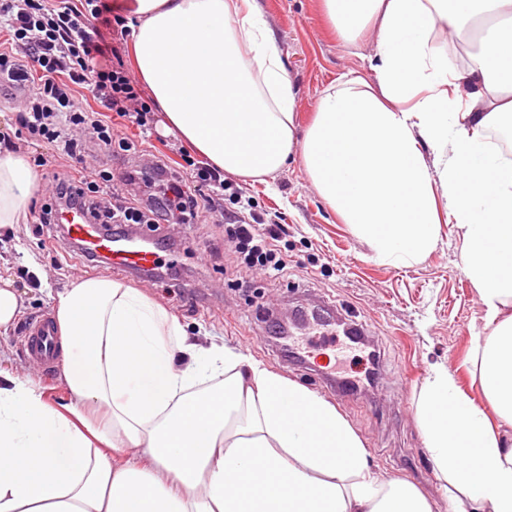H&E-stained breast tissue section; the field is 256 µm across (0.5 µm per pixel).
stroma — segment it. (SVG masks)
Here are the masks:
<instances>
[{
  "label": "stroma",
  "instance_id": "35a3bbf8",
  "mask_svg": "<svg viewBox=\"0 0 512 512\" xmlns=\"http://www.w3.org/2000/svg\"><path fill=\"white\" fill-rule=\"evenodd\" d=\"M265 20L276 32L278 45L294 81L299 128L312 121L322 91L341 75H368V39L350 44L328 25L321 0H257ZM19 109L12 100L0 101V130L8 132L15 152L27 157L35 174L66 172L78 176L75 159L56 154L48 144L22 132ZM155 114L149 139H140L132 125L119 136L142 143L139 152L103 153L105 171L122 166L150 165L153 155H166L172 170L190 178L180 156L177 134ZM236 194H225V212H245L268 224H283L286 233L277 245L286 261L274 276L241 269L224 241L225 228L212 216L200 214L193 224H156L144 227L145 236L171 238L177 245L175 273L156 283L107 265L78 263L56 244L52 225L43 223L41 206L46 193L35 190L27 223L0 236V273L10 276L23 295L21 322L55 313V297L71 282L109 277L146 293L176 316L190 335L203 342L233 349L266 369L318 395L326 390L322 367L342 359L343 378H363L369 350L361 345L334 353L317 347L308 363L287 360L279 343L267 336L266 308L280 311L299 305L309 295L322 297L342 314L361 323L378 344L380 371L376 384L359 398L335 400L337 411L361 437L368 462L383 480L404 479L430 497L434 512H453L431 471L417 422L419 390L429 371L448 369L460 389L479 405L487 400L473 361L491 329L484 306L463 270L462 242L454 225L439 227L438 242L422 262L406 266L376 258L367 241L344 224L319 196L300 158L264 181L233 178Z\"/></svg>",
  "mask_w": 512,
  "mask_h": 512
}]
</instances>
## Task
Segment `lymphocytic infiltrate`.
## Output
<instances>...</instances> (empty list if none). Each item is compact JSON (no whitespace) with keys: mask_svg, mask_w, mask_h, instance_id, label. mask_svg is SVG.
I'll return each instance as SVG.
<instances>
[{"mask_svg":"<svg viewBox=\"0 0 512 512\" xmlns=\"http://www.w3.org/2000/svg\"><path fill=\"white\" fill-rule=\"evenodd\" d=\"M0 27L14 43L13 49L0 50V92L9 96L15 85H27L26 109L18 121L56 153L81 163L115 145L132 150V143L114 139L117 118L136 125L141 133L151 132L152 109L138 81L112 59L115 29L109 0H84L79 8L71 0H0ZM76 84L87 85L107 119L90 118L75 108ZM193 172L203 187L198 194L160 158L147 169L125 168L116 181L102 171L79 178L56 176L44 219L51 222L58 210L77 208L110 224L113 234L123 235L131 224H187L201 210L223 216V173L209 164L195 165ZM229 239L246 265L285 269L273 237L246 217H235Z\"/></svg>","mask_w":512,"mask_h":512,"instance_id":"lymphocytic-infiltrate-1","label":"lymphocytic infiltrate"}]
</instances>
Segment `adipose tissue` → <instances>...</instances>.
Instances as JSON below:
<instances>
[{
	"label": "adipose tissue",
	"instance_id": "1",
	"mask_svg": "<svg viewBox=\"0 0 512 512\" xmlns=\"http://www.w3.org/2000/svg\"><path fill=\"white\" fill-rule=\"evenodd\" d=\"M136 71L168 128L242 179L299 155L321 198L379 259L411 264L455 225L492 331L474 372L488 400L432 369L424 452L462 512H512V0H322L338 37L367 35L371 78L328 86L304 135L256 0H128ZM487 27L449 70L436 30ZM36 175L0 153V229L29 217ZM55 405L0 371V512H434L384 481L323 397L206 346L136 289L86 278L57 295ZM206 392L198 387L204 380ZM502 422L493 429L492 419Z\"/></svg>",
	"mask_w": 512,
	"mask_h": 512
}]
</instances>
